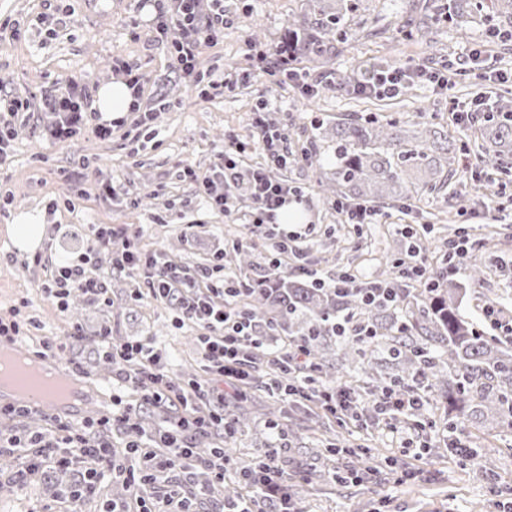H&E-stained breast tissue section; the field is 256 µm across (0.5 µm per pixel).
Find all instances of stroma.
Wrapping results in <instances>:
<instances>
[{
    "instance_id": "obj_1",
    "label": "stroma",
    "mask_w": 512,
    "mask_h": 512,
    "mask_svg": "<svg viewBox=\"0 0 512 512\" xmlns=\"http://www.w3.org/2000/svg\"><path fill=\"white\" fill-rule=\"evenodd\" d=\"M411 8L412 0H359L350 25L360 31V38L340 44L328 68L309 69V81L320 85L321 92L308 100L291 83L276 84L258 74L246 51L250 43L263 47L280 42L303 11L302 0H224L231 21L224 40L202 46L197 59L202 74L237 77L236 87L221 94H203L184 82L166 48L153 42L137 0H0V22L29 25L20 39L0 41V90L29 99L35 107L30 122L15 125L12 163L0 176V185L10 192L9 215L0 218V317L19 311L49 336L80 329L82 340L64 357L79 361L89 381H108L116 373L95 342L106 328L116 342L152 338L178 381L209 379L200 328L179 320L173 303L146 297L142 276L111 272L108 308L80 295L70 297L63 310L41 297L39 285L51 266L83 252L95 224L123 225L142 252L163 253L173 267L190 270L232 252L234 240L246 234L252 268L228 261L224 270L234 280L263 274L270 242L262 233L247 231L250 197H239L235 217L225 218L179 172L186 165L207 172L232 136L246 148L239 172L241 183H248L252 169L263 161L252 113L265 99L267 122L285 130L294 156L288 167L274 169L273 176L288 181L302 196L305 220L288 225L287 231L301 234L307 225H315L307 243L322 278L351 270L366 282L393 279L391 251L402 230L426 237V256L434 262L446 239L463 227L472 243L469 255L485 265L486 276L475 295L464 299L462 313L481 322L483 315L474 303L482 294L498 301L505 321L512 322V173H504L491 151L481 149L477 128H458L448 110L452 99L467 103L481 98L492 106L500 94L512 93V80L489 84L457 70L459 57L480 45L486 67L505 76L512 73V39L503 43L491 38L494 21L486 14L469 18L462 31L450 23L434 29L422 24L413 29L411 39L395 37ZM44 11L55 18L54 28L30 26V19ZM134 17L140 22L136 29L129 25ZM116 55L151 78L143 100L154 110L149 126L135 136L118 127L107 140L89 130L68 143L47 140L42 131L53 116L43 108L42 95L74 77H90L100 87L115 82ZM404 63L423 71L410 90L390 98L352 92L365 71ZM448 69L454 77L447 88H438V75ZM352 113L393 118L409 130L427 121L446 126L462 149L459 169L447 186L421 192L409 204L374 203L378 223H343L335 195L319 188L330 178L336 159L317 127ZM100 170L112 177L111 196L99 195L94 187ZM28 215L39 217L43 225L37 249L48 266L35 264L11 233L17 220ZM284 341L282 335L262 331L261 346L254 352V379L241 396L224 401L226 413L246 419L244 430L230 442L233 467L281 443L279 465L291 478L288 490L300 512H472L477 502L483 512H512V428L473 426L465 432L469 446L493 460L495 474L490 477L459 458L438 456L444 442L437 429L418 426L416 418H402L390 429H364L353 421L340 424L312 404L288 407L265 387L270 360L279 355ZM336 439L346 447L368 450L375 460L393 458L394 465L370 475L367 482L337 484L333 470L349 466L350 460L326 453L328 442ZM411 470L415 478L398 482L399 472ZM84 472L81 463L45 466L22 495L0 494V512H39L64 486L77 484Z\"/></svg>"
}]
</instances>
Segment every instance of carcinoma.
I'll list each match as a JSON object with an SVG mask.
<instances>
[{"label": "carcinoma", "instance_id": "cac0c4a2", "mask_svg": "<svg viewBox=\"0 0 512 512\" xmlns=\"http://www.w3.org/2000/svg\"><path fill=\"white\" fill-rule=\"evenodd\" d=\"M304 12L288 27L297 59L326 66L333 42L356 38L349 25L355 0H303ZM484 9L476 0H450L451 20L460 21ZM483 143L492 149L501 169L512 165V105L502 95L496 110L480 118ZM335 143L336 169L322 191L352 201H400L422 190L442 188L456 173L460 148L448 130L422 124L408 135L400 121L353 115L323 130ZM421 176L420 182L410 181ZM460 289L448 285L418 290L400 284L393 300L381 306L361 302L353 289L323 288L284 270L274 280L254 284L247 294L248 311L265 321L271 332L297 336L308 345L310 358L324 366L339 314L347 312L372 327L377 336L365 344L342 339L336 361L370 374L372 357L382 350L396 361L400 373L383 381V389L406 392L420 382L435 400L455 409L450 424L465 426L491 413L492 424L512 428V348L474 331L456 304Z\"/></svg>", "mask_w": 512, "mask_h": 512}]
</instances>
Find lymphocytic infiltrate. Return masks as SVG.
Listing matches in <instances>:
<instances>
[{"label":"lymphocytic infiltrate","instance_id":"f902f5d3","mask_svg":"<svg viewBox=\"0 0 512 512\" xmlns=\"http://www.w3.org/2000/svg\"><path fill=\"white\" fill-rule=\"evenodd\" d=\"M208 9H201L200 0H145L154 10L153 38L167 45L176 69L192 86L208 84L210 89H232L231 78L204 80L196 69L199 48L215 44L224 38L227 19L224 0H209ZM420 68L402 64L391 69L369 74L360 80L355 89L365 95H393L406 82L414 80ZM95 86L91 81H68L64 91H49L42 97V105L54 116L52 125L45 130L47 138L64 142L73 138L85 127H92L102 139L112 136L113 124L103 119L94 106ZM267 102H260L253 116V126L263 146L264 162L253 172L251 184L252 211L250 222L254 228L270 230L271 265L280 266L281 258L292 255L295 273L316 277L307 252L289 243L288 236L273 232L281 210L291 197L297 196L296 188L283 181L270 178L272 167L287 165L289 155L284 148V130L271 128L265 120ZM29 101L0 92V166L10 158L12 130L19 120L31 115ZM244 147L236 139H229L218 153V161L205 175H198L189 167L182 168V178L195 183L212 210L232 215L234 190L237 186V168ZM106 249L112 253V268L98 273L89 272L91 255ZM470 250L468 237H460L448 245V257L442 267L430 269L420 254L397 262L398 276L417 279L427 287H437L440 278L457 273L461 262ZM142 274L147 280L148 295L175 303L185 319L195 322L202 330L199 338L204 358L214 373L209 380L183 387L169 373L158 355L153 341L116 343L111 330H104L96 342L106 357L117 365L110 415L74 422L54 418L47 432L0 436V453L10 452L19 459L18 481H25L28 474L47 463L67 466L78 457L94 455L100 467L84 474L82 481L70 492L69 505H77L85 493L96 488L102 478L120 476L128 480L135 492H143L153 484L149 472L137 473L123 466L112 453V431L132 428L141 431L142 440L132 442V450L142 451L145 458H152L154 449L166 451L164 466L179 469L182 459L190 450L193 439L214 429L231 428L232 422L224 414V400L241 394L249 377L246 351L257 345V322L247 309L237 306L235 298L248 289L246 281H234L222 274L223 267L211 264L188 274L161 263L156 255L139 251L130 242L122 226L98 224L93 228V238L85 254L78 261L51 267L42 285L45 297L66 308L71 294L80 293L111 306L108 282L113 271ZM293 375L287 386L272 382L270 389L281 400L297 406L316 401L328 416L345 421L356 416L360 406L355 392L336 389L329 384L314 385L318 367L308 355L306 345L284 347L279 354ZM138 393L136 402L124 400L126 387ZM208 402L211 408L201 412L199 402ZM152 406L170 411L167 425L156 432L144 430L140 419L142 408ZM100 431L97 443H90L87 433ZM261 465L246 477L248 491L245 496L225 503L224 512H295L288 493V476L279 465L278 448L264 449Z\"/></svg>","mask_w":512,"mask_h":512}]
</instances>
